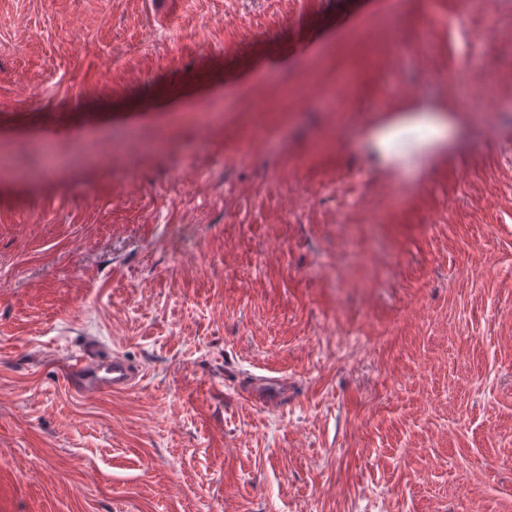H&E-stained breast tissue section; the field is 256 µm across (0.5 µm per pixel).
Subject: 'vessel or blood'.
Segmentation results:
<instances>
[{"label": "vessel or blood", "mask_w": 512, "mask_h": 512, "mask_svg": "<svg viewBox=\"0 0 512 512\" xmlns=\"http://www.w3.org/2000/svg\"><path fill=\"white\" fill-rule=\"evenodd\" d=\"M67 375L75 390L85 395L125 392L134 388L139 379L138 369L122 356H103L92 346L70 357Z\"/></svg>", "instance_id": "1"}]
</instances>
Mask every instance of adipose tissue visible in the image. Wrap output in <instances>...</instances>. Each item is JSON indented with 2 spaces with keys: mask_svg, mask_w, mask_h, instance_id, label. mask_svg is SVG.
Here are the masks:
<instances>
[{
  "mask_svg": "<svg viewBox=\"0 0 512 512\" xmlns=\"http://www.w3.org/2000/svg\"><path fill=\"white\" fill-rule=\"evenodd\" d=\"M455 129L454 113L422 107L374 127L367 137V148L381 164L408 167L416 156L446 144Z\"/></svg>",
  "mask_w": 512,
  "mask_h": 512,
  "instance_id": "1",
  "label": "adipose tissue"
}]
</instances>
